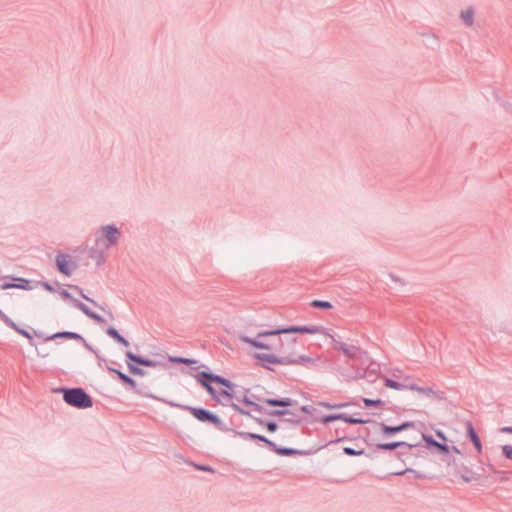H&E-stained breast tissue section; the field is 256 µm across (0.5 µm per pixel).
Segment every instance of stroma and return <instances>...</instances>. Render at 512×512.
<instances>
[{"instance_id": "obj_1", "label": "stroma", "mask_w": 512, "mask_h": 512, "mask_svg": "<svg viewBox=\"0 0 512 512\" xmlns=\"http://www.w3.org/2000/svg\"><path fill=\"white\" fill-rule=\"evenodd\" d=\"M2 288L0 512H512V0H0ZM32 290L26 294H5L0 295V310L3 315L27 317L33 319L38 315L37 306L32 303L30 295ZM50 318L42 320V323L49 325V332L53 334L64 333L72 336H87L95 328V325L87 320L80 313L59 308L51 309ZM274 346L281 347L286 351L291 349L313 359H336V347L314 335L293 336L290 338L283 336L274 342ZM144 380L159 387L165 399L176 400L177 403L188 408L195 416L209 424L216 426L229 424L238 428H247L241 419L224 413L223 408L211 406L209 391L200 385L182 380L178 386L169 385L160 381L153 373L146 374ZM352 430L351 427L336 428L332 423L320 422L305 427L299 433H293L284 438L281 445L284 454L288 455V448L294 452L303 453L305 448H315L316 444L323 441H333L340 431Z\"/></svg>"}]
</instances>
